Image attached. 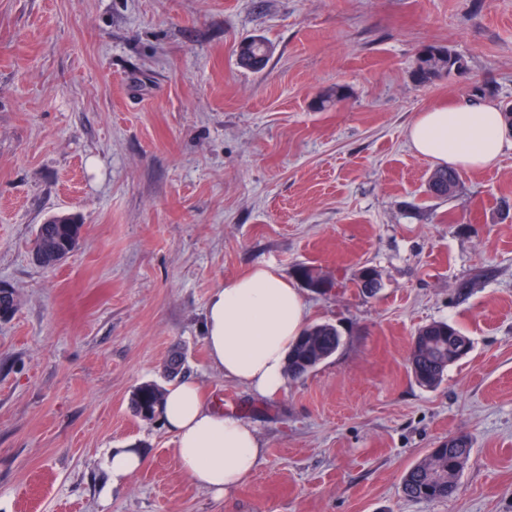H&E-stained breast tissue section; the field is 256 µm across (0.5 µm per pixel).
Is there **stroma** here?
Instances as JSON below:
<instances>
[{
    "label": "stroma",
    "mask_w": 512,
    "mask_h": 512,
    "mask_svg": "<svg viewBox=\"0 0 512 512\" xmlns=\"http://www.w3.org/2000/svg\"><path fill=\"white\" fill-rule=\"evenodd\" d=\"M273 45L239 67V42ZM426 44L462 72L427 85ZM492 82L512 104V0H0V512H512V152L433 198L405 129ZM337 85L350 97L316 110ZM75 216V251L33 259ZM298 288L336 353L269 399L208 361L215 288L262 266ZM381 276L378 294L353 281ZM328 275L307 288L299 268ZM473 340L434 389L415 331ZM199 384L264 448L217 498L181 472L136 390ZM473 450L456 498L410 501L406 471L448 437ZM142 449L113 488L100 458ZM238 64L248 70L259 72L267 65L272 45L262 37H254L239 43L236 47ZM460 69H464V62L448 47L427 44L418 52L413 78L417 84L426 85L449 77L453 71ZM71 221H73L71 217H53L52 222L41 224L37 235L38 239L57 251L77 246L81 225L71 223Z\"/></svg>",
    "instance_id": "35a3bbf8"
}]
</instances>
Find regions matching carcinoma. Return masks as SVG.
<instances>
[{
	"label": "carcinoma",
	"mask_w": 512,
	"mask_h": 512,
	"mask_svg": "<svg viewBox=\"0 0 512 512\" xmlns=\"http://www.w3.org/2000/svg\"><path fill=\"white\" fill-rule=\"evenodd\" d=\"M272 54V45L262 37H254L236 47L238 64L259 72L265 68ZM464 68L461 57L438 44L423 46L417 56L413 71L419 85L430 84L448 77ZM349 95L340 85L322 93L316 106L320 110L346 102ZM460 181V174L453 169L434 171L428 181L431 194L437 197L452 195ZM81 225L70 217H55L39 228L38 239L58 251L77 246ZM418 349L409 358V370L414 381L422 388L439 386L448 366L461 360L473 348V340L460 329L445 321H434L416 332ZM340 345V333L331 323H314L305 328L288 357V371L301 378L330 358ZM160 390L154 385L139 388L133 396L135 413L151 419ZM472 452V442L466 435H457L439 448L432 449L427 457L412 466L402 483L404 495L413 500L452 499L457 492L458 477Z\"/></svg>",
	"instance_id": "obj_1"
}]
</instances>
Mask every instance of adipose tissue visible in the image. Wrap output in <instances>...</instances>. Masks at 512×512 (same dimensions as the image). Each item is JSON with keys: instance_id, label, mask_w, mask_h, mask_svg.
<instances>
[{"instance_id": "obj_1", "label": "adipose tissue", "mask_w": 512, "mask_h": 512, "mask_svg": "<svg viewBox=\"0 0 512 512\" xmlns=\"http://www.w3.org/2000/svg\"><path fill=\"white\" fill-rule=\"evenodd\" d=\"M406 138L417 155L458 170L486 168L512 152V133L488 99L417 113ZM306 318L302 297L285 277L271 267L254 268L216 288L209 299L204 313L209 360L225 378L276 397ZM158 411L182 473L197 487L228 495L260 465L263 448L254 429L211 406L197 383L167 387Z\"/></svg>"}]
</instances>
